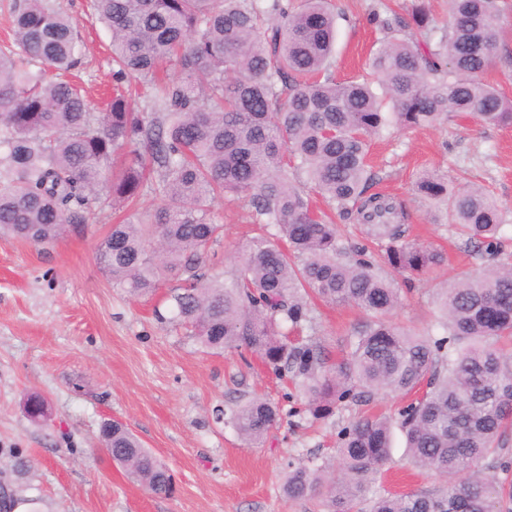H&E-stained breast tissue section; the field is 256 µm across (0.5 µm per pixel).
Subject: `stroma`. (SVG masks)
Listing matches in <instances>:
<instances>
[{
    "label": "stroma",
    "instance_id": "stroma-1",
    "mask_svg": "<svg viewBox=\"0 0 512 512\" xmlns=\"http://www.w3.org/2000/svg\"><path fill=\"white\" fill-rule=\"evenodd\" d=\"M78 22L83 43L79 74L94 111L112 83L111 36L89 0H50ZM340 14L336 79L364 74L379 33L368 22L376 4L399 12L413 0H335ZM498 57L486 78L512 91V0H500ZM374 191L406 212L409 235L444 248L448 264L430 278L402 288L393 319L420 333L433 332V296L447 280L480 268L482 259L448 225L431 224L414 197L416 176L434 167L447 175L467 171L507 211L504 251L512 254V125L483 127L459 116L447 125L413 131L387 129L373 139ZM214 220L224 226L217 269L231 271L254 235L252 208L230 197L217 201ZM115 222L111 204L95 209L84 228L49 245L0 237V495L30 500L37 512H324L320 495L291 501L282 492L288 461L311 467L336 461L337 434L359 413L338 407L313 419L256 356L215 354L184 328L159 320L174 281L155 294L134 297L113 286L97 259V246ZM363 318L353 307L319 305L312 332L329 356L344 349ZM44 397L50 417L30 420L27 395ZM264 395L278 403L281 420L262 445H247L215 423L212 411ZM122 421L175 478L172 495H155L127 479L99 449L104 421ZM29 466L25 475L14 457ZM379 486L399 493L432 492L441 478L412 466L401 430L392 433Z\"/></svg>",
    "mask_w": 512,
    "mask_h": 512
}]
</instances>
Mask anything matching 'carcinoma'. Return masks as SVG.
Masks as SVG:
<instances>
[{
	"label": "carcinoma",
	"instance_id": "cac0c4a2",
	"mask_svg": "<svg viewBox=\"0 0 512 512\" xmlns=\"http://www.w3.org/2000/svg\"><path fill=\"white\" fill-rule=\"evenodd\" d=\"M497 3L448 0L442 26L429 0H414L407 19L374 9L382 38L369 76L338 81L332 0H92L112 39L113 93L95 114L78 86L46 79L80 64L75 20L49 0H23L13 45L0 49V233L51 243L88 223L101 189L114 209L150 190L159 206L127 215L98 245L112 284L141 297L181 281L171 320L204 348L248 352L291 376L315 419L346 402L411 397L398 411L410 463L445 478L436 494L371 495L392 420L364 414L338 433V475L288 463V499L317 492L327 512H512L505 211L473 183L418 174L415 193L435 221L487 258L439 290L440 335H421L392 320L396 277L422 280L446 255L409 238L391 198L368 193L369 140L388 127L460 114L512 124V96L484 79L497 57ZM228 195L250 204L259 233L223 277L206 260L224 238L212 205ZM338 217L355 219L363 241L342 239ZM313 299L365 315L334 361L304 337ZM215 419L259 445L280 413L255 396ZM100 438L130 481L167 493L165 463L123 423L103 422Z\"/></svg>",
	"mask_w": 512,
	"mask_h": 512
}]
</instances>
